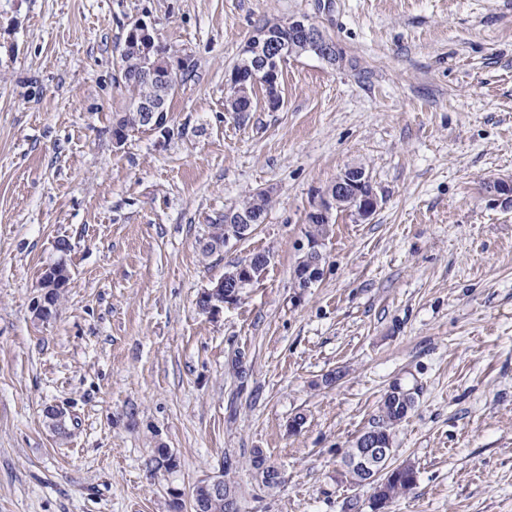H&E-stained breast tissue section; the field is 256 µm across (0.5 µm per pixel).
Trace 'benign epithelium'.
I'll list each match as a JSON object with an SVG mask.
<instances>
[{
	"label": "benign epithelium",
	"mask_w": 512,
	"mask_h": 512,
	"mask_svg": "<svg viewBox=\"0 0 512 512\" xmlns=\"http://www.w3.org/2000/svg\"><path fill=\"white\" fill-rule=\"evenodd\" d=\"M154 38L153 27L139 20L130 27L120 53L125 55L134 50L149 58L155 49ZM307 51L316 53L320 59L332 66L341 61L336 44L318 26L305 18L288 21L286 38L281 35L279 28L271 25L256 29L241 50L239 67L233 68L227 80L224 111L232 113L239 120L244 118L245 113L252 111L253 107L250 87L259 85L265 89L268 108H279L282 103L281 66L288 57ZM188 64L189 57L169 54L150 67L152 92L148 96L135 99L134 105L141 124L164 136L174 134L168 116V92ZM487 192L495 204L504 209L512 208V178H498L490 182ZM379 205V196L364 167L349 166L325 190L319 203L308 214L307 223L331 225L334 215L342 210L351 213L358 222L364 223L374 215ZM263 215L264 212L257 208L225 212L224 223L229 225V233L224 236V244L247 238L254 226L262 222ZM324 242L325 239L321 237L308 236L300 244L302 256L294 273L296 287L309 288L319 279L325 261ZM268 260L269 255L264 254L256 260L239 265L233 273L212 282L198 294V309L210 316L219 315L224 306L236 302L239 285L252 284L261 279L263 267ZM65 269L67 265L63 261L44 269L40 291L32 300V311L36 319H50L54 289L65 282ZM391 458L392 449L382 445L376 433L366 431L360 435L355 448L346 455L344 464L351 474L370 482L381 474L395 475L409 469L407 465L391 466Z\"/></svg>",
	"instance_id": "obj_1"
}]
</instances>
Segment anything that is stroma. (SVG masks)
Wrapping results in <instances>:
<instances>
[{
	"label": "stroma",
	"instance_id": "obj_1",
	"mask_svg": "<svg viewBox=\"0 0 512 512\" xmlns=\"http://www.w3.org/2000/svg\"><path fill=\"white\" fill-rule=\"evenodd\" d=\"M293 17L339 65L288 58L282 106L259 89L235 119L241 48ZM140 19L196 70L174 136L118 147ZM354 164L382 202L364 223L336 214L321 277L295 288L307 214ZM507 177L512 0H0V512H169V488L188 508L222 474L240 512H373L343 460L395 385L416 395L392 462L417 481L388 512H512V209L486 191ZM263 189V224L203 256L209 224ZM258 252L261 280L199 312ZM59 260L70 281L43 323L31 303ZM160 444L175 473L151 472ZM268 260H270L269 255L263 253L257 260H249L239 265L233 273L212 282L198 294L196 302L198 309L210 316L219 315L225 305L236 302L240 284H252L261 279L264 274L263 267Z\"/></svg>",
	"mask_w": 512,
	"mask_h": 512
}]
</instances>
